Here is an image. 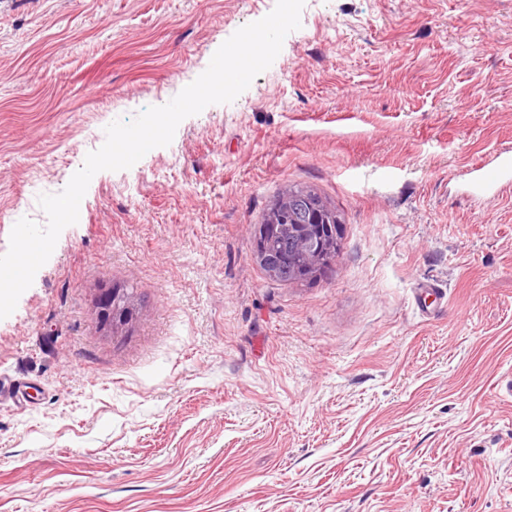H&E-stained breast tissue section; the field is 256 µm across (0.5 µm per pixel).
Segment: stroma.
<instances>
[{
    "instance_id": "35a3bbf8",
    "label": "stroma",
    "mask_w": 512,
    "mask_h": 512,
    "mask_svg": "<svg viewBox=\"0 0 512 512\" xmlns=\"http://www.w3.org/2000/svg\"><path fill=\"white\" fill-rule=\"evenodd\" d=\"M275 2L0 0V255ZM508 147L512 0H305L236 100L93 176L0 319L42 391L0 404V512H512V195L460 177ZM295 185L341 238L283 283L254 242ZM121 295L122 292H120V289H112L105 292L99 301L103 317L107 320H111L113 323L116 321L115 317H117L119 313L121 316L123 315L124 310H128L125 313V320L130 316V307L128 304H126L122 309H119V297Z\"/></svg>"
}]
</instances>
